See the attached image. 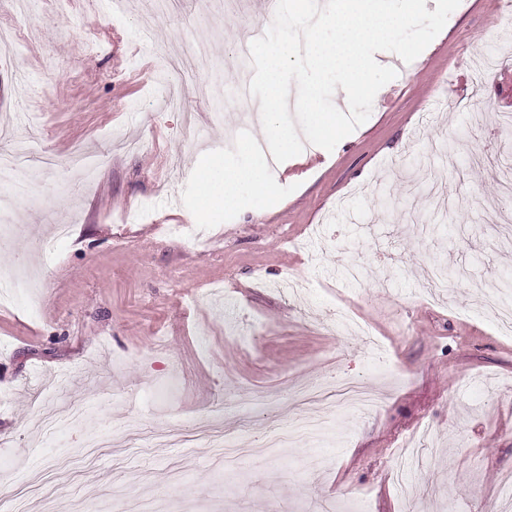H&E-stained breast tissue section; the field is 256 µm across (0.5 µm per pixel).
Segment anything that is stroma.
Instances as JSON below:
<instances>
[{
  "label": "stroma",
  "mask_w": 512,
  "mask_h": 512,
  "mask_svg": "<svg viewBox=\"0 0 512 512\" xmlns=\"http://www.w3.org/2000/svg\"><path fill=\"white\" fill-rule=\"evenodd\" d=\"M207 0H129L101 22L100 0L69 15L39 4L26 42L0 48V148L106 154L94 179L32 165L0 187V278L38 276L0 307V501L42 472L55 512L84 498L120 512H486L512 488V335L483 308L512 277V241L488 207L512 216L499 171L512 166V16L498 0H461L411 63L376 94L365 123L333 151L265 168L241 152L255 124L218 100L238 68L241 13ZM209 58L160 96L173 44ZM25 67L26 81L15 78ZM145 150L132 149L135 141ZM489 161L469 167L474 145ZM264 171L234 200L204 203L200 176ZM154 200L151 220L114 215ZM167 224H206L198 244ZM53 253H46V245ZM441 296L423 286L436 264ZM353 308L375 343L336 313ZM348 378L376 393L369 411L328 398L325 433L268 454L302 405L294 387ZM224 432L251 448L232 468L206 451L216 400Z\"/></svg>",
  "instance_id": "1"
}]
</instances>
